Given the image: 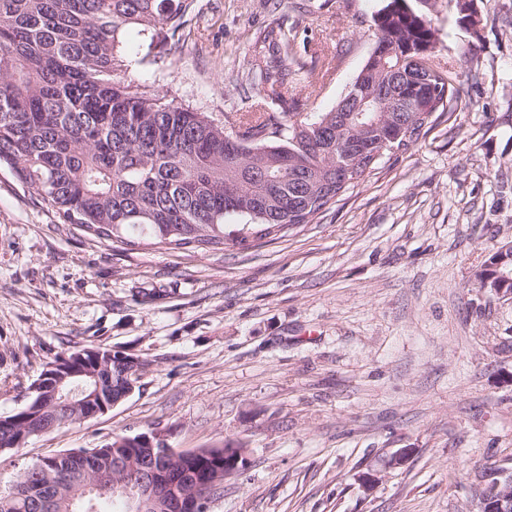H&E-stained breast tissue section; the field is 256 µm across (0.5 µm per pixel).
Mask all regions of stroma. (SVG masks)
<instances>
[{
	"mask_svg": "<svg viewBox=\"0 0 512 512\" xmlns=\"http://www.w3.org/2000/svg\"><path fill=\"white\" fill-rule=\"evenodd\" d=\"M386 3L195 0L163 62L143 63L133 29L121 50L132 78L220 124L257 104L263 33L285 23L303 65L288 95L315 118L361 72ZM408 3L464 92L315 223L247 249L121 245L62 223L0 167V417L84 346L148 363L107 413L0 453V485L151 428L179 451L247 445L208 512H468L512 467V299L475 278L512 239V0H476V37L457 0Z\"/></svg>",
	"mask_w": 512,
	"mask_h": 512,
	"instance_id": "stroma-1",
	"label": "stroma"
}]
</instances>
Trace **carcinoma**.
Masks as SVG:
<instances>
[{
	"mask_svg": "<svg viewBox=\"0 0 512 512\" xmlns=\"http://www.w3.org/2000/svg\"><path fill=\"white\" fill-rule=\"evenodd\" d=\"M193 0H0V166H7L35 199L51 206L64 224H79L112 242L130 244L128 229L147 232L170 249L222 250L224 216L244 215L251 236H276L312 224L339 201L336 167L353 169L350 190L377 169L357 155L380 138L400 135L397 151L415 144L444 114H452L461 86L442 67L434 79L433 111L406 100V112H367L376 129L344 130L340 149L319 155L304 150L308 133L324 122L334 129L343 112L314 122L295 112H271L286 102L291 65L297 63L295 36L270 30L269 64L261 77L262 112L218 125L203 112L164 101L151 85L124 76L127 64L119 36L139 28L145 59L166 58ZM377 32L400 53L385 60L374 80L395 82L420 52H433L435 32L408 12L406 0H389L374 19ZM232 138L244 157L227 156ZM121 371L102 375V391L121 393ZM95 389L88 376L66 380L59 396L75 385ZM11 427H0V443L40 426L43 416L18 412ZM112 447L80 470L67 458L26 468L8 487V512H100L104 499L123 497L93 487L100 471L114 473ZM141 459L116 472L126 479Z\"/></svg>",
	"mask_w": 512,
	"mask_h": 512,
	"instance_id": "obj_1",
	"label": "carcinoma"
}]
</instances>
